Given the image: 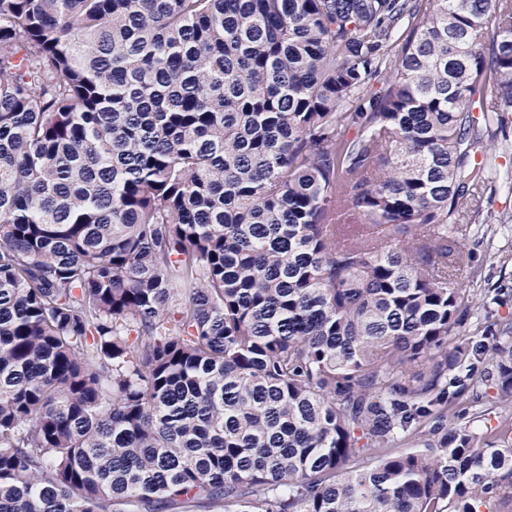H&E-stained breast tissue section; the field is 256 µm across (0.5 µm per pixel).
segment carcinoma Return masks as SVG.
I'll list each match as a JSON object with an SVG mask.
<instances>
[{
  "label": "carcinoma",
  "instance_id": "carcinoma-1",
  "mask_svg": "<svg viewBox=\"0 0 512 512\" xmlns=\"http://www.w3.org/2000/svg\"><path fill=\"white\" fill-rule=\"evenodd\" d=\"M476 107L512 0H0V512H512Z\"/></svg>",
  "mask_w": 512,
  "mask_h": 512
}]
</instances>
